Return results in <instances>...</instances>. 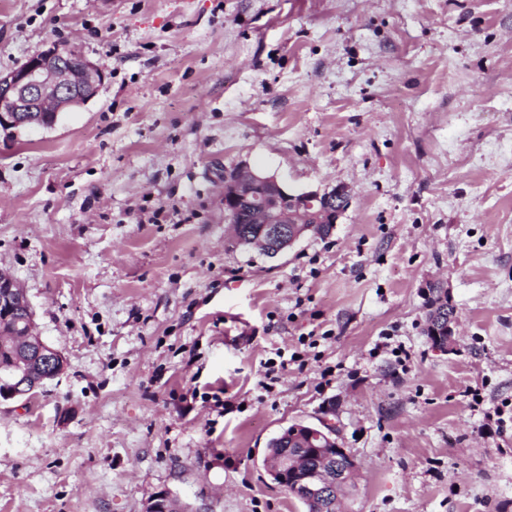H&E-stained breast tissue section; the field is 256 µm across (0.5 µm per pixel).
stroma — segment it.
<instances>
[{
  "label": "stroma",
  "instance_id": "35a3bbf8",
  "mask_svg": "<svg viewBox=\"0 0 512 512\" xmlns=\"http://www.w3.org/2000/svg\"><path fill=\"white\" fill-rule=\"evenodd\" d=\"M52 44L104 77L0 131V271L67 360L0 403V512H305L263 457L323 417L345 512H512V0H0V71ZM242 162L350 206L232 247ZM443 289L441 287L434 288L433 294L428 298L426 306L428 307L427 323L431 318L437 322L443 323L448 321V318H454V308L447 303L442 302ZM435 315V316H434Z\"/></svg>",
  "mask_w": 512,
  "mask_h": 512
}]
</instances>
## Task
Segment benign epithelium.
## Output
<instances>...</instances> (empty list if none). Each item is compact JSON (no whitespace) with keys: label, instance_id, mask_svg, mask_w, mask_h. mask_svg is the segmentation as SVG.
Instances as JSON below:
<instances>
[{"label":"benign epithelium","instance_id":"obj_1","mask_svg":"<svg viewBox=\"0 0 512 512\" xmlns=\"http://www.w3.org/2000/svg\"><path fill=\"white\" fill-rule=\"evenodd\" d=\"M103 80L100 67L80 56L66 55L52 45L17 68L0 73V129L48 128L64 112L86 105ZM348 189L339 184L323 190H295L276 175L265 174L241 163L224 172V222L236 224L239 206L249 203L261 228L257 236L242 239L249 248L275 258L308 235L325 236L349 208ZM19 305H30L26 292L11 276L0 273V350L10 348L7 361L0 360V402L20 399L27 392L16 385L18 377L31 381L35 390L60 375L66 364L62 352L45 342L36 331L34 317L22 328L8 325ZM452 325L433 331L435 348L448 351ZM299 432L296 447L277 452L266 449L264 467L272 480L289 486L304 503H319L322 512H337L354 478L357 464L343 447L336 423H294ZM310 456L317 466L304 464ZM174 498L160 491L144 512H169Z\"/></svg>","mask_w":512,"mask_h":512}]
</instances>
